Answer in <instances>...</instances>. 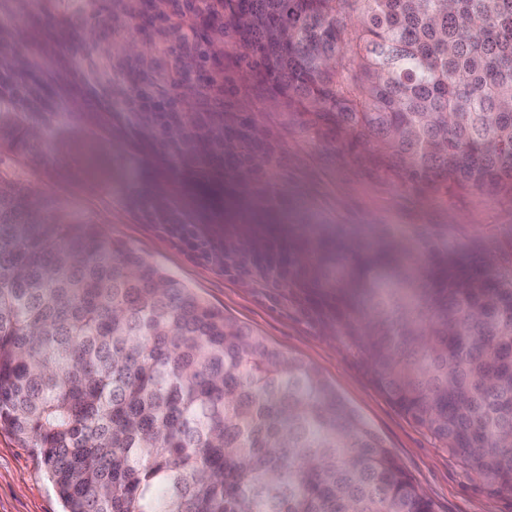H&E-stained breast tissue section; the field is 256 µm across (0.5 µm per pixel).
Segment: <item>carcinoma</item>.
I'll return each mask as SVG.
<instances>
[{"label":"carcinoma","mask_w":512,"mask_h":512,"mask_svg":"<svg viewBox=\"0 0 512 512\" xmlns=\"http://www.w3.org/2000/svg\"><path fill=\"white\" fill-rule=\"evenodd\" d=\"M224 0L259 81L421 192L512 201V0ZM0 148L46 158L7 112ZM377 384L512 493V277L404 243L303 253ZM0 429L63 512H434L314 366L0 176Z\"/></svg>","instance_id":"cac0c4a2"}]
</instances>
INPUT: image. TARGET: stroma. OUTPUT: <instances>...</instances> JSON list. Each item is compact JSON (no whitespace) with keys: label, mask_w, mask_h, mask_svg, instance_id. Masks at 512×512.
<instances>
[{"label":"stroma","mask_w":512,"mask_h":512,"mask_svg":"<svg viewBox=\"0 0 512 512\" xmlns=\"http://www.w3.org/2000/svg\"><path fill=\"white\" fill-rule=\"evenodd\" d=\"M8 51L26 59L81 54L99 78L97 91L131 97L163 111L155 85L170 86L179 112H195L200 95L178 76L212 74L224 85V112L235 126L212 130L186 158L164 162L156 144L137 143L124 125L94 129L72 108L23 112L42 135L49 163L0 151V175L46 199L52 210L95 224L191 288L202 300L315 366L396 455L435 512H512V493L471 472L425 428L402 413L377 384L362 351L337 325L327 288H264L227 279L189 261L138 219L133 196L162 203L170 192L195 219L228 229L239 246L274 241L291 248L335 240L404 242L421 258L467 248L490 254L493 270L512 274V202L477 192L427 195L393 179L335 134L306 124L260 83L233 29L202 24L203 53L180 47L172 0H0ZM224 163V179L196 188L191 169ZM0 512H62L40 460L0 429Z\"/></svg>","instance_id":"1"}]
</instances>
